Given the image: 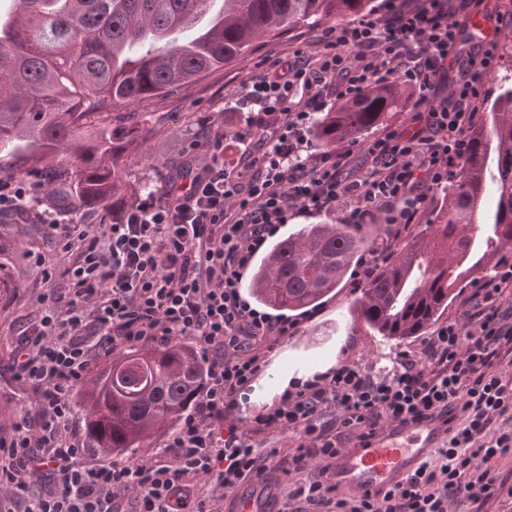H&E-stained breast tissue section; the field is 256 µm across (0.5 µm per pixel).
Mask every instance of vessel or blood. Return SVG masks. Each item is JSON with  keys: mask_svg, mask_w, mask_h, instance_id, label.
<instances>
[{"mask_svg": "<svg viewBox=\"0 0 512 512\" xmlns=\"http://www.w3.org/2000/svg\"><path fill=\"white\" fill-rule=\"evenodd\" d=\"M451 424L434 418L415 424H390L375 437L341 451L330 477L342 491L370 492L403 482L447 440ZM225 512H266L265 492L255 486L245 496L224 499Z\"/></svg>", "mask_w": 512, "mask_h": 512, "instance_id": "1", "label": "vessel or blood"}]
</instances>
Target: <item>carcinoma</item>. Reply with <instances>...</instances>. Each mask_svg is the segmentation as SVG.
I'll return each instance as SVG.
<instances>
[{
	"label": "carcinoma",
	"mask_w": 512,
	"mask_h": 512,
	"mask_svg": "<svg viewBox=\"0 0 512 512\" xmlns=\"http://www.w3.org/2000/svg\"><path fill=\"white\" fill-rule=\"evenodd\" d=\"M373 0H224L197 26L209 0H18L0 19V153L37 164L64 148L77 160L52 181L53 200L113 209L127 202L126 159L139 146L133 128L102 129L87 140L89 110L160 95L237 59L261 36L300 24L369 11ZM190 32L180 42L174 31ZM405 89L379 85L317 119L329 147L377 126ZM471 151L436 224L402 245L355 301L353 314L381 336H419L448 309L458 285L489 278L512 245V84L499 85L488 119L468 133ZM493 211L482 213L487 198ZM484 214V232L471 234ZM373 244L359 224H307L277 240L256 262L248 290L276 311L313 307L336 290ZM204 363L181 342L112 359L80 395L99 450L120 454L176 427L204 384Z\"/></svg>",
	"instance_id": "carcinoma-1"
}]
</instances>
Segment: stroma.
<instances>
[{
	"label": "stroma",
	"mask_w": 512,
	"mask_h": 512,
	"mask_svg": "<svg viewBox=\"0 0 512 512\" xmlns=\"http://www.w3.org/2000/svg\"><path fill=\"white\" fill-rule=\"evenodd\" d=\"M333 19L297 26L278 38H263L234 62L219 66L171 92L150 96L137 103L117 105L109 116L90 118L85 133L99 129L136 127L144 136L139 150L126 161L127 179L138 193L163 192L166 179L183 166L200 162L210 152L209 137L223 130L224 160L232 162L253 150L255 141L239 139L246 128L248 112L238 98L266 62L292 57L295 51L315 53L324 30ZM68 258L60 251L45 225L22 224L13 217L0 218V431H10L13 423L34 411L32 389L18 381L13 370V354L21 333L42 311L40 296L45 286L67 285L62 272ZM53 273L45 281V273ZM353 277H345L335 292L313 308L288 312L298 330L275 346L268 366L278 369L274 384L258 378L245 396L242 419L272 404L295 381L335 368L350 358L371 372L387 373L401 352L419 349L424 339L404 341L379 336L351 312L360 297Z\"/></svg>",
	"instance_id": "obj_1"
}]
</instances>
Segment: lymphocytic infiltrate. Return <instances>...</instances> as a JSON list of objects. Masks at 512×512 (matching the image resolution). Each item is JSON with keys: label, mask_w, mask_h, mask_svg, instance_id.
<instances>
[{"label": "lymphocytic infiltrate", "mask_w": 512, "mask_h": 512, "mask_svg": "<svg viewBox=\"0 0 512 512\" xmlns=\"http://www.w3.org/2000/svg\"><path fill=\"white\" fill-rule=\"evenodd\" d=\"M483 0H384L359 20L329 27L316 68L270 61L241 104L261 138L257 155L224 166V136L211 157L186 166L165 195L147 193L110 224L82 230L57 208L31 210L26 184L0 180V215L48 225L72 258L64 288L13 354L18 379L35 394L34 414L0 434V501L24 512H207L200 479L231 494L263 477L278 458L305 479L289 498L295 512H477L497 477L491 460L512 454V259L465 301L462 321L441 327L419 350L401 353L387 374L355 360L296 382L240 425V401L274 345L296 326L253 308L244 272L289 216L385 217L391 239L426 212L435 187L471 149L467 132L497 63V44L457 52L464 19ZM403 82L418 92L410 124L372 140L362 163L351 151L309 149L313 116L367 88ZM194 342L206 368L191 411L148 462L94 460L72 395L95 365L124 348ZM461 416L435 462L381 493L340 496L328 479L345 437H373L394 422L440 412ZM288 431L292 455L253 445V435ZM55 487L34 493L44 475Z\"/></svg>", "instance_id": "1"}]
</instances>
